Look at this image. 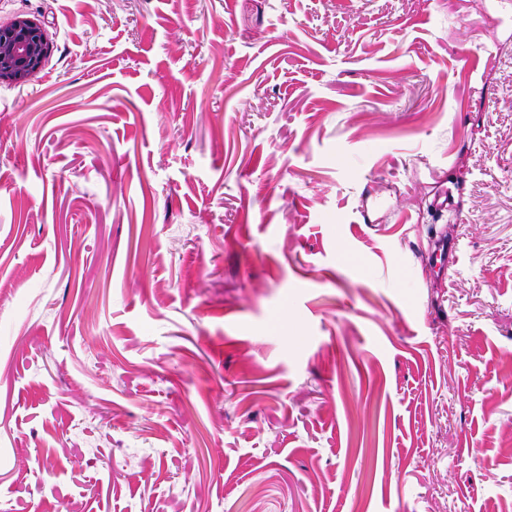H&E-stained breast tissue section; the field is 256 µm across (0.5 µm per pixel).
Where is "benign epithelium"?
<instances>
[{"label":"benign epithelium","instance_id":"benign-epithelium-1","mask_svg":"<svg viewBox=\"0 0 512 512\" xmlns=\"http://www.w3.org/2000/svg\"><path fill=\"white\" fill-rule=\"evenodd\" d=\"M50 53V42L39 20L18 16L0 27V84L27 82Z\"/></svg>","mask_w":512,"mask_h":512}]
</instances>
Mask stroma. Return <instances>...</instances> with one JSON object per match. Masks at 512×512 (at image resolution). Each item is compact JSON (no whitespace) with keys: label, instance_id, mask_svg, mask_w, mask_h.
I'll return each mask as SVG.
<instances>
[{"label":"stroma","instance_id":"obj_1","mask_svg":"<svg viewBox=\"0 0 512 512\" xmlns=\"http://www.w3.org/2000/svg\"><path fill=\"white\" fill-rule=\"evenodd\" d=\"M19 15L0 512H512V4ZM50 42L39 20L17 16L0 27V84L27 82L50 53Z\"/></svg>","mask_w":512,"mask_h":512}]
</instances>
